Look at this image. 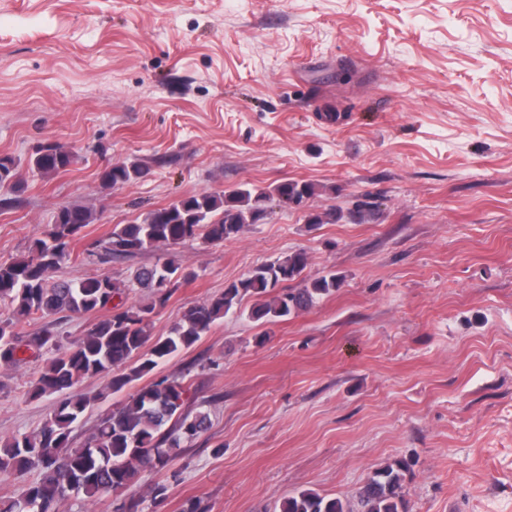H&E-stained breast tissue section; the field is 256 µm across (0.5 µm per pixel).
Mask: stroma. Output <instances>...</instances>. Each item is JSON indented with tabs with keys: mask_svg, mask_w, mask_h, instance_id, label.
<instances>
[{
	"mask_svg": "<svg viewBox=\"0 0 512 512\" xmlns=\"http://www.w3.org/2000/svg\"><path fill=\"white\" fill-rule=\"evenodd\" d=\"M47 143L76 156L48 180L29 165ZM0 155L22 183L0 188V261L59 208L88 206L53 277L107 275L137 305L136 270L175 260L188 279L152 336L295 251L293 288L342 279L274 322L227 315L156 368L189 386L209 429L120 497L61 512H279L301 489L351 498L396 460L409 512H512V0H0ZM116 163L150 174L104 185ZM286 180L316 192L233 239L97 258L114 225L151 209ZM101 318L26 330L70 344ZM48 363L0 366V441L51 417L56 397L27 396ZM105 384L78 386L92 403L73 447L128 402Z\"/></svg>",
	"mask_w": 512,
	"mask_h": 512,
	"instance_id": "35a3bbf8",
	"label": "stroma"
}]
</instances>
